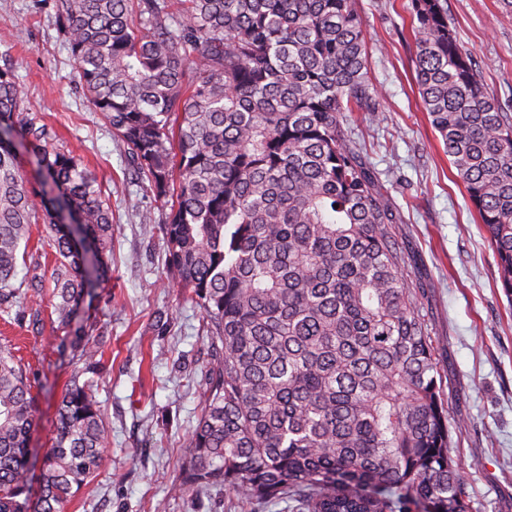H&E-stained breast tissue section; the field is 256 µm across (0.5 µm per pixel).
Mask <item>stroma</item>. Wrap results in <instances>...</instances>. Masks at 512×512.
I'll use <instances>...</instances> for the list:
<instances>
[{
  "label": "stroma",
  "mask_w": 512,
  "mask_h": 512,
  "mask_svg": "<svg viewBox=\"0 0 512 512\" xmlns=\"http://www.w3.org/2000/svg\"><path fill=\"white\" fill-rule=\"evenodd\" d=\"M34 0H0V68L19 76L24 107L76 155L112 196V274L98 289L91 338L102 353L96 377L110 439L98 474L64 512H246L235 492H176L183 437L197 423L213 351L203 314L168 284L165 210L127 160L124 147L84 98L79 75L54 25ZM448 22L481 73L484 91L512 116V0H446ZM368 69L381 90L375 114L343 121L400 214L392 225L405 272L436 347L439 381L470 512H512V301L455 170L423 111L411 37V0H357ZM151 213L143 223V213ZM52 248L44 225L31 227L16 281L27 288L18 319L0 320L32 382L43 453L55 433V406L82 364L59 351L67 331L50 302Z\"/></svg>",
  "instance_id": "obj_1"
}]
</instances>
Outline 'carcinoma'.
<instances>
[{"instance_id":"1","label":"carcinoma","mask_w":512,"mask_h":512,"mask_svg":"<svg viewBox=\"0 0 512 512\" xmlns=\"http://www.w3.org/2000/svg\"><path fill=\"white\" fill-rule=\"evenodd\" d=\"M52 8L90 105L169 207L172 285L206 317L215 359L180 489L288 512H469L435 348L390 231L399 218L342 126L379 98L355 0ZM412 33L422 109L512 299V117L484 92L444 0H412ZM50 139L1 68L0 314L11 317L20 245L42 222L57 322L96 375L81 313L110 272L112 190ZM22 149L58 200L30 186ZM31 388L0 346V512H62L104 461L96 381L75 377L34 472Z\"/></svg>"}]
</instances>
